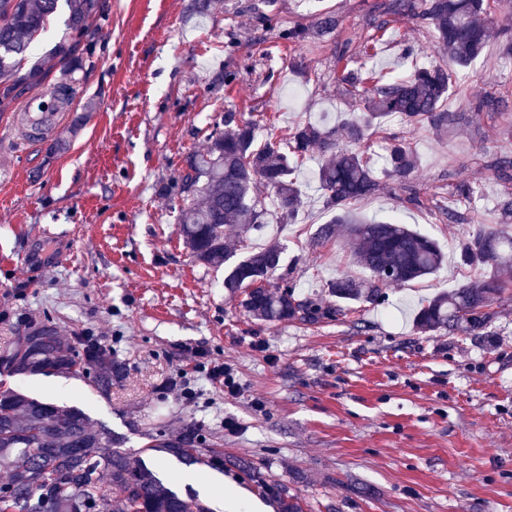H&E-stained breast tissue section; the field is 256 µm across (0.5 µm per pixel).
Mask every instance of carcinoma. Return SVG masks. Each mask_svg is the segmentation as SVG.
Listing matches in <instances>:
<instances>
[{
    "label": "carcinoma",
    "mask_w": 512,
    "mask_h": 512,
    "mask_svg": "<svg viewBox=\"0 0 512 512\" xmlns=\"http://www.w3.org/2000/svg\"><path fill=\"white\" fill-rule=\"evenodd\" d=\"M381 8L432 26L441 57L405 77L377 78L373 71L360 69L342 73L339 81L354 89L358 111L338 126L305 124L287 130L285 149L279 143L258 142L254 125L229 113L224 128L210 134L206 151L189 156L169 187L170 196L184 203L181 232L191 256L210 265H229L224 288L242 295L240 306L258 320H334L349 304L378 306L385 301V287L432 275L443 265L444 253L432 239L405 224L370 221L350 210L353 202L380 189L372 157L360 151V144L381 134L389 118L441 133L454 125L472 126L484 109H500L504 100L491 91L480 98L478 111L470 117L446 110L444 103L461 88V77L491 43L503 58L512 59V27H501L491 16V0H388ZM60 12L61 35L46 57L25 66L34 43ZM109 17V0H0V106L43 86L51 64L60 66L66 78L85 70L106 50L103 29ZM265 21L289 43L324 41L340 25L337 16L327 13L308 28L286 27L271 16ZM315 149L323 157L319 188L327 206L340 210L321 225L317 240H330L343 227L354 260L368 272L362 281H329L333 301L328 303L297 292L286 275L271 283L283 263L282 247L268 246L232 264L234 255L224 244L226 226L236 225L247 234L266 223L268 197L275 199L281 220L295 219L303 203L295 162ZM419 164V156L405 142L396 140L386 147L384 172L400 187H410ZM476 195L466 177L452 186L451 197L457 201L470 203ZM496 209L497 224L480 228L456 246L462 265L482 266L487 274L424 301L413 319L416 329L493 335L492 305L512 293L511 191L497 199ZM0 357L12 361L13 374L75 373L106 395L128 371L126 363L94 336H78L69 343L49 317L25 323L0 340ZM204 442L203 428L190 423L174 436L157 431L146 450L191 467L202 461ZM238 467L253 472L259 488L274 500L276 512H303L301 500L287 485L266 480L246 460L238 461ZM2 468L9 479L0 484V512H210L197 497L177 494L153 469L118 448L112 434L94 425L83 411L13 390H0Z\"/></svg>",
    "instance_id": "cac0c4a2"
}]
</instances>
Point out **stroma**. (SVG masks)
Returning a JSON list of instances; mask_svg holds the SVG:
<instances>
[{
    "instance_id": "35a3bbf8",
    "label": "stroma",
    "mask_w": 512,
    "mask_h": 512,
    "mask_svg": "<svg viewBox=\"0 0 512 512\" xmlns=\"http://www.w3.org/2000/svg\"><path fill=\"white\" fill-rule=\"evenodd\" d=\"M382 0H111L107 50L72 82L65 117L51 137L23 142L16 126L26 102L0 109V333L17 318L57 316L61 334L89 331L130 371L99 393L70 374L14 375L0 388L83 410L177 493L211 512H274L236 459L287 484L304 512H512V297L495 304L489 338L421 333V300L479 279L458 264L459 240L497 222L504 189L490 168L512 156V62L489 47L449 111H473L487 91L506 107L482 114L476 133L436 134L391 120L367 144L412 143L421 164L413 184L421 205L402 203L397 185L354 209L368 219H401L448 255L435 275L385 290L383 304H353L339 320L269 324L224 289L225 270L196 262L181 236L180 200L167 192L187 156L203 151L224 113L255 122L259 142L306 123L332 125L356 107L334 73V54L358 69ZM333 13L330 40L278 38L264 15L309 26ZM374 65L429 64L438 56L429 25L391 16ZM234 74L225 83V74ZM319 156L299 166L303 205L294 223L270 220L262 233L225 241L237 256L281 245L300 293L321 294L337 277L364 278L340 241L318 242L332 220L318 189ZM477 186L469 222L451 224L430 205H451L458 177ZM228 364L239 386L225 393L211 367ZM200 424L224 451V468H186L146 451L147 436Z\"/></svg>"
}]
</instances>
